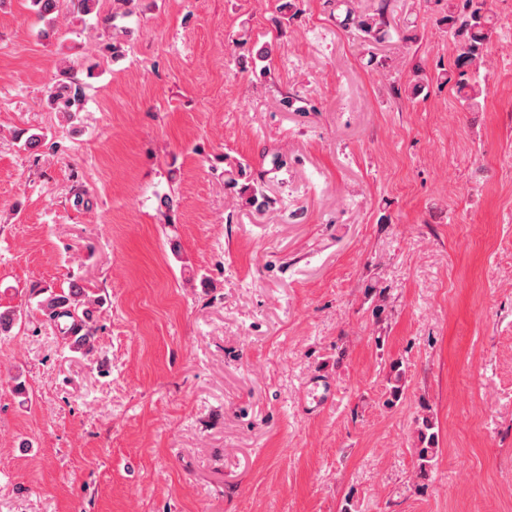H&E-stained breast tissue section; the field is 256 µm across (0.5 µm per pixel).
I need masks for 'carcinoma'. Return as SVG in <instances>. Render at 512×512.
<instances>
[{"mask_svg":"<svg viewBox=\"0 0 512 512\" xmlns=\"http://www.w3.org/2000/svg\"><path fill=\"white\" fill-rule=\"evenodd\" d=\"M36 13L42 19L53 21L51 15L59 12L61 0H32ZM346 6L344 21L356 24L362 31L373 39L387 34V20L384 10L374 16L362 17L354 14L349 3ZM487 0H458V3L446 17L448 28L451 30L459 54L455 66L459 69L456 81L457 94L461 102L470 110H477L480 106V97L483 90L475 81L465 78L466 70H478L483 63L484 51L492 34V18L486 8ZM85 97V86L77 80H61L47 88L45 100L54 111L64 115H71L79 111ZM225 185L239 195L246 206L262 210L268 207L270 198L264 193L262 187L254 181L239 184L245 177L247 164L224 157ZM42 300L38 301L39 309L50 319L66 321L64 333L69 337L70 347L76 352L87 354L94 349L96 340V327L92 323V313L85 307V293L78 284L72 283L66 290L55 291L51 288L42 289ZM402 363L394 361L390 364V395L397 401L403 392ZM434 423L430 416L425 415L418 423L417 446L415 452L418 460L420 475L424 476L436 462L438 456L437 435L433 432Z\"/></svg>","mask_w":512,"mask_h":512,"instance_id":"cac0c4a2","label":"carcinoma"}]
</instances>
